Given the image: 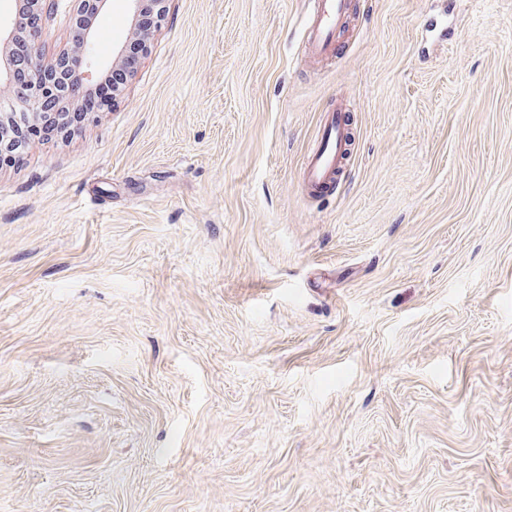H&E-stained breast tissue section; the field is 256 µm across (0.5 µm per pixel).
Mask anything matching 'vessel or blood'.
Listing matches in <instances>:
<instances>
[{
  "label": "vessel or blood",
  "instance_id": "vessel-or-blood-1",
  "mask_svg": "<svg viewBox=\"0 0 512 512\" xmlns=\"http://www.w3.org/2000/svg\"><path fill=\"white\" fill-rule=\"evenodd\" d=\"M350 7L349 0H314L312 19L306 30V48L314 54L328 52ZM348 127L342 111L327 113L317 145L303 161V176L313 191H329L343 166Z\"/></svg>",
  "mask_w": 512,
  "mask_h": 512
}]
</instances>
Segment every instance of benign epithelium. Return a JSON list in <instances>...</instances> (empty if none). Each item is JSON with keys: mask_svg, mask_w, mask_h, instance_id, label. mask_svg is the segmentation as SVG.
I'll list each match as a JSON object with an SVG mask.
<instances>
[{"mask_svg": "<svg viewBox=\"0 0 512 512\" xmlns=\"http://www.w3.org/2000/svg\"><path fill=\"white\" fill-rule=\"evenodd\" d=\"M98 35L94 26L75 29L73 48L51 65L57 77L50 81L22 14L17 11L8 23H0V108H9L0 113V155L18 148L13 129L60 117L45 112L48 103L77 104L79 96L71 76H76L78 87L85 92L112 71V61L103 62L94 55Z\"/></svg>", "mask_w": 512, "mask_h": 512, "instance_id": "1", "label": "benign epithelium"}]
</instances>
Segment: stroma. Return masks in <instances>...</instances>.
I'll use <instances>...</instances> for the list:
<instances>
[{"label":"stroma","instance_id":"stroma-1","mask_svg":"<svg viewBox=\"0 0 512 512\" xmlns=\"http://www.w3.org/2000/svg\"><path fill=\"white\" fill-rule=\"evenodd\" d=\"M165 7L0 168V512H512V0H351L321 58L310 0ZM343 110L327 112L320 127L317 145L304 158L303 176L315 192L329 191L342 169L349 135Z\"/></svg>","mask_w":512,"mask_h":512}]
</instances>
